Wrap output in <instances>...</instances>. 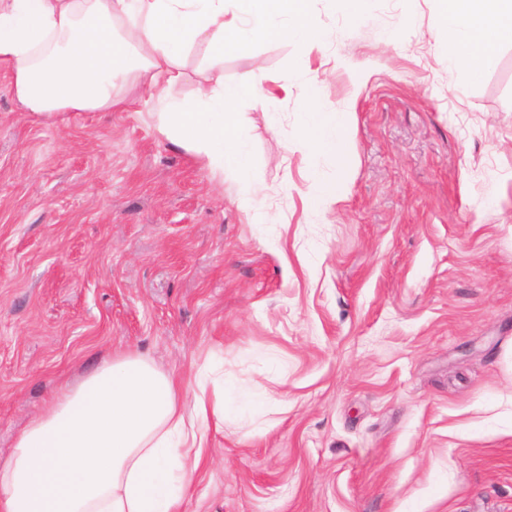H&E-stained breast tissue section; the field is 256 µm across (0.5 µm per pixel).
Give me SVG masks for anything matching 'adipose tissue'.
Returning a JSON list of instances; mask_svg holds the SVG:
<instances>
[{"label":"adipose tissue","instance_id":"obj_1","mask_svg":"<svg viewBox=\"0 0 512 512\" xmlns=\"http://www.w3.org/2000/svg\"><path fill=\"white\" fill-rule=\"evenodd\" d=\"M253 3L249 17L229 18L224 0H0V68L18 108L47 119L127 108L115 88L138 74L160 134L211 175L236 180L246 204L254 167L235 108L262 101V85L225 83L215 67L192 99L176 89L183 48L213 58L258 37L321 41L311 0ZM442 3L448 65L478 75L495 44L512 37V0ZM281 14L287 25L277 24ZM322 97L313 86L302 133L313 151L338 156L352 115L320 111ZM209 415L204 388L187 391L133 351L105 359L49 401L0 462V512H178Z\"/></svg>","mask_w":512,"mask_h":512}]
</instances>
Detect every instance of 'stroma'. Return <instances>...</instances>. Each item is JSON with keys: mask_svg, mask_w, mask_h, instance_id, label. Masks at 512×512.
Masks as SVG:
<instances>
[{"mask_svg": "<svg viewBox=\"0 0 512 512\" xmlns=\"http://www.w3.org/2000/svg\"><path fill=\"white\" fill-rule=\"evenodd\" d=\"M440 8L314 0L322 42L225 54L267 90L249 209L149 108L41 119L0 70L1 459L133 350L224 381L181 512H512V42L449 68ZM315 82L342 157L301 141Z\"/></svg>", "mask_w": 512, "mask_h": 512, "instance_id": "stroma-1", "label": "stroma"}]
</instances>
